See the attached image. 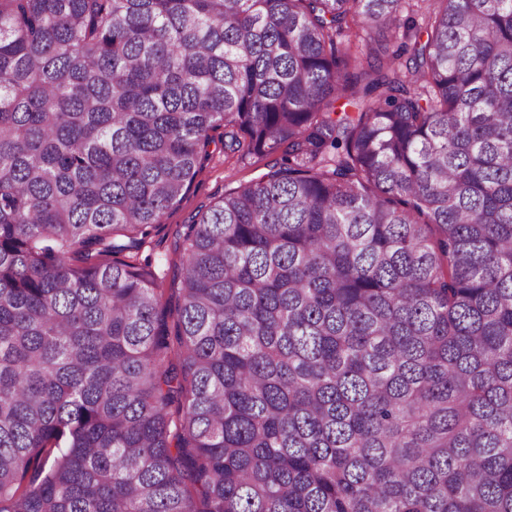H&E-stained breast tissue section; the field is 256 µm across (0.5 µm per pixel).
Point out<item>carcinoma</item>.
I'll return each mask as SVG.
<instances>
[{"mask_svg": "<svg viewBox=\"0 0 512 512\" xmlns=\"http://www.w3.org/2000/svg\"><path fill=\"white\" fill-rule=\"evenodd\" d=\"M0 512H512V0H0ZM216 144H212L210 150H215L208 164L198 172L190 192L179 206L166 212L160 219L153 245L147 248L145 254H150L153 264H156L167 274L164 288H166L163 302L170 301L172 307L175 304V296L171 297L169 290L174 276L179 270L174 266L177 261L175 248V231L179 224L187 223L189 217L197 210H205L210 205L224 196V189L239 181L245 182L256 178L266 171L265 160L248 159L245 163L224 162V151L221 149V139L224 135V127H219L210 132Z\"/></svg>", "mask_w": 512, "mask_h": 512, "instance_id": "cac0c4a2", "label": "carcinoma"}]
</instances>
